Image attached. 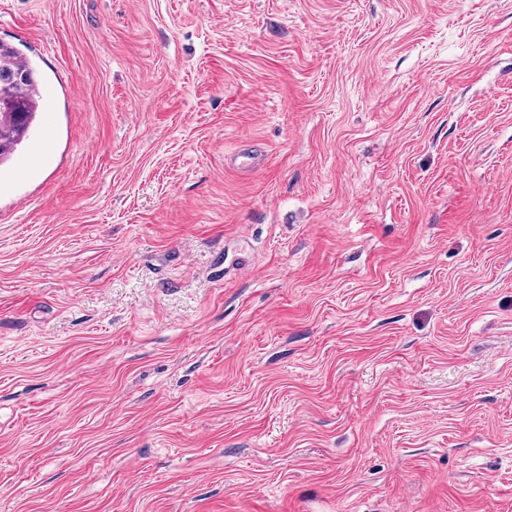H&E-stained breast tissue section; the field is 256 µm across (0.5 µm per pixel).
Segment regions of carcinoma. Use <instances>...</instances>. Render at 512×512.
Masks as SVG:
<instances>
[{
	"label": "carcinoma",
	"mask_w": 512,
	"mask_h": 512,
	"mask_svg": "<svg viewBox=\"0 0 512 512\" xmlns=\"http://www.w3.org/2000/svg\"><path fill=\"white\" fill-rule=\"evenodd\" d=\"M12 107L0 110V166L13 159L42 111L44 95L31 64L12 46L0 42V102Z\"/></svg>",
	"instance_id": "carcinoma-1"
}]
</instances>
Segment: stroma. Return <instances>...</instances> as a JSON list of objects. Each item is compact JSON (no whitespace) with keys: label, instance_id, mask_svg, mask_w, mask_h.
I'll list each match as a JSON object with an SVG mask.
<instances>
[{"label":"stroma","instance_id":"1","mask_svg":"<svg viewBox=\"0 0 512 512\" xmlns=\"http://www.w3.org/2000/svg\"><path fill=\"white\" fill-rule=\"evenodd\" d=\"M0 41L47 95L0 512H512V0H0Z\"/></svg>","mask_w":512,"mask_h":512}]
</instances>
